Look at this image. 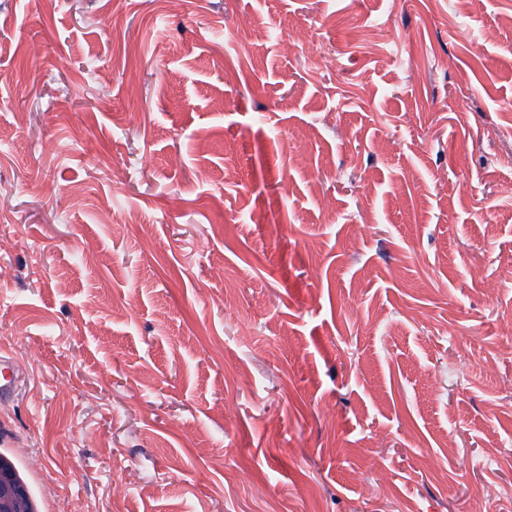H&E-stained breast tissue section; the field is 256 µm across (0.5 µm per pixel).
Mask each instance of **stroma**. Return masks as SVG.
Here are the masks:
<instances>
[{"label": "stroma", "mask_w": 512, "mask_h": 512, "mask_svg": "<svg viewBox=\"0 0 512 512\" xmlns=\"http://www.w3.org/2000/svg\"><path fill=\"white\" fill-rule=\"evenodd\" d=\"M0 346L43 512H512V0H0ZM22 369L9 353L0 351V398L13 395L20 387Z\"/></svg>", "instance_id": "stroma-1"}]
</instances>
